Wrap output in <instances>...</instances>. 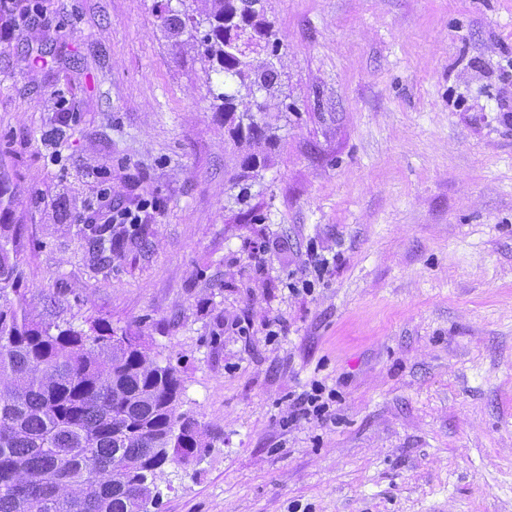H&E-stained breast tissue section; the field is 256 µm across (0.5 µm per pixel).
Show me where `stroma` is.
<instances>
[{
    "instance_id": "35a3bbf8",
    "label": "stroma",
    "mask_w": 512,
    "mask_h": 512,
    "mask_svg": "<svg viewBox=\"0 0 512 512\" xmlns=\"http://www.w3.org/2000/svg\"><path fill=\"white\" fill-rule=\"evenodd\" d=\"M155 3L0 12V232L43 318L139 335L220 429L158 512H512V0H265L277 138L242 203ZM106 196L141 217L108 264ZM315 382L329 417L290 421Z\"/></svg>"
}]
</instances>
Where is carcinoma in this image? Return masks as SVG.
I'll return each mask as SVG.
<instances>
[{"label": "carcinoma", "mask_w": 512, "mask_h": 512, "mask_svg": "<svg viewBox=\"0 0 512 512\" xmlns=\"http://www.w3.org/2000/svg\"><path fill=\"white\" fill-rule=\"evenodd\" d=\"M192 25L211 69L224 77V123L245 148L244 170L261 164L264 131L239 133L249 114L236 83L252 68L266 83L276 69L244 61L224 34L228 0H204ZM241 20L268 30L264 11ZM101 252L120 246L124 227L91 228ZM0 238V512H151L156 480L176 458L210 447L208 430L181 410L183 381L130 333L92 323L88 331L45 323L20 287L16 256Z\"/></svg>", "instance_id": "carcinoma-1"}]
</instances>
